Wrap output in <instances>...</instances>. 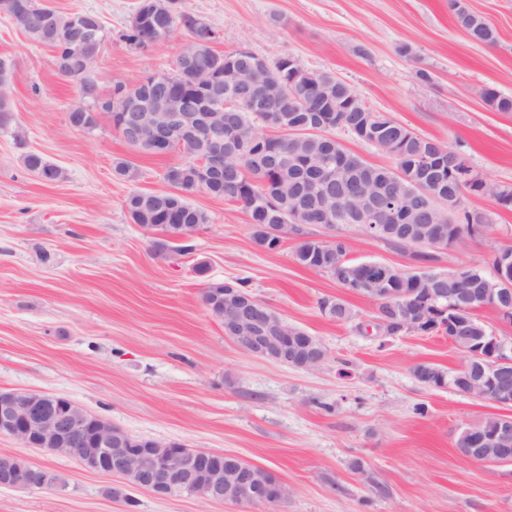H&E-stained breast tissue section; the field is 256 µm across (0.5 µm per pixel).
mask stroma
Wrapping results in <instances>:
<instances>
[{"label": "stroma", "instance_id": "1", "mask_svg": "<svg viewBox=\"0 0 512 512\" xmlns=\"http://www.w3.org/2000/svg\"><path fill=\"white\" fill-rule=\"evenodd\" d=\"M62 12L98 14L108 35L94 76L115 83L172 72L186 34L142 49L123 33L141 0H47ZM491 20L494 46L473 43L450 0H174L209 23L224 53L244 47L276 63L348 82L372 110L458 150L475 173L512 185V112L485 89L512 96V0H464ZM0 60L11 66L14 131L0 132V391L62 396L141 438L230 453L285 486L282 512H512V463L465 458L461 430L504 407L413 376L429 362L454 371L463 354L447 337L377 335L374 300L298 265L297 237L258 249L246 212L197 191L188 201L208 222L192 250L157 254L160 236L130 217L134 191L167 190L173 150H133L100 116L90 133L70 127L73 82L57 75L50 48L0 14ZM429 80H422L421 72ZM40 153L62 178L43 182L24 164ZM133 163L135 180L114 171ZM484 230L438 250L444 272L461 263L490 266L512 243V211L471 196ZM348 257L407 272L409 252L350 231ZM245 287L286 322L318 337L325 364L302 371L262 361L224 336L201 302L208 283ZM346 301L356 322L321 314V299ZM425 413H418V405ZM0 455H18L57 476L33 489L0 487V512H268L198 496L162 499L126 479L85 470L80 461L27 448L0 435ZM361 470H353V461ZM386 495H378V488Z\"/></svg>", "mask_w": 512, "mask_h": 512}]
</instances>
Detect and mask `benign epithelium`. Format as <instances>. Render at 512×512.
Masks as SVG:
<instances>
[{"instance_id":"obj_1","label":"benign epithelium","mask_w":512,"mask_h":512,"mask_svg":"<svg viewBox=\"0 0 512 512\" xmlns=\"http://www.w3.org/2000/svg\"><path fill=\"white\" fill-rule=\"evenodd\" d=\"M219 34L203 21L197 34L190 39L192 48L179 55L176 73L152 75L146 87L151 96L152 108L142 109L128 87L119 86L105 94L96 80L88 77L89 69L84 60L89 53L79 51L69 67L86 77L77 95V107L83 108L94 101L107 111L119 114L120 128L127 143L137 146L144 138L167 148L184 146L200 140L208 144V153L197 161L201 185L207 186L220 180L225 164L235 157L238 141L224 140V128L231 125V113L238 111L240 102L231 100L224 108L217 109L211 99L219 93L218 77L193 70L194 92L179 94L171 91L176 74L192 70L195 47L210 45ZM268 62L258 58L246 48L239 49L236 67L238 84L245 87V103L257 112L258 120L278 134L286 133L287 125L272 122L276 93L287 94L302 105L306 112H318L321 99L327 96L326 87L315 74L297 66L282 81L269 73ZM430 196L444 206L451 205L456 196L448 193L444 198L433 194L428 182L417 181L414 196ZM374 193L363 185H352L348 191L324 199L323 210L327 216L341 215L352 208L368 220L375 211ZM438 208H412L414 226L396 233L403 244L413 249L439 250L448 247L440 232L434 230ZM290 235V225L276 224L268 229L265 244L277 248ZM457 285L453 289L458 306L468 310L475 302L494 303L504 320H512V273H496V283L483 288L469 285L466 266L460 264L447 272L424 278L427 299L433 301L447 297L448 289L440 287L443 281ZM403 319L400 328L409 322L426 317L428 304L410 298L404 292ZM255 299L247 296L224 302V336L251 356L280 364L294 363L303 370H315L326 361L327 352L306 336H290L286 321L273 313L255 310ZM468 363L462 365L464 373L463 394L489 400L502 407H512L508 389L512 386V341L491 336L486 344L477 345L466 352ZM478 360L481 369L470 374L471 361ZM0 434L15 439L28 448H41L55 454L72 455L81 464L94 471L130 477L136 486L160 498L175 496H200L210 501H229L237 505L261 502L271 512H278L286 498V489L279 486L275 495L267 496L263 490L268 485L266 471L243 465L224 453L197 451L190 455L183 445L176 442L152 440L143 443L127 435L122 442L112 439V425L91 415L67 398L51 400L33 392H0ZM460 452L476 462H505L512 454V422L493 435H485L466 428L460 436ZM0 485L16 489L39 486L38 468L21 464L15 455L0 457Z\"/></svg>"}]
</instances>
